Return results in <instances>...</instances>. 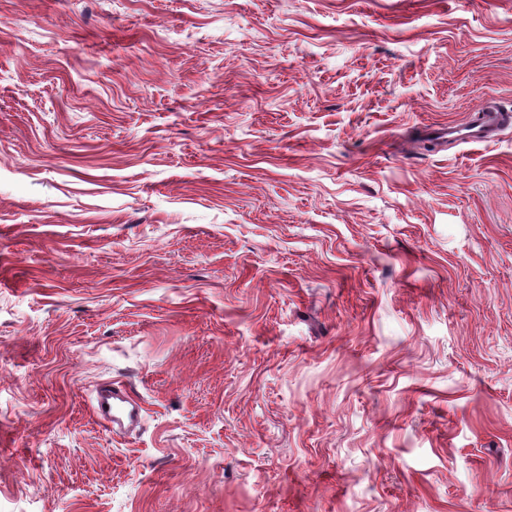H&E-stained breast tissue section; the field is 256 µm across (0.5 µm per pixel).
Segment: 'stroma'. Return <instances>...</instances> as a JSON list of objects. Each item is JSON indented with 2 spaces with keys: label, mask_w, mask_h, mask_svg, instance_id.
<instances>
[{
  "label": "stroma",
  "mask_w": 512,
  "mask_h": 512,
  "mask_svg": "<svg viewBox=\"0 0 512 512\" xmlns=\"http://www.w3.org/2000/svg\"><path fill=\"white\" fill-rule=\"evenodd\" d=\"M488 103L512 0H0V512H512ZM511 111H504L494 105H484L475 111L476 118L465 133L456 126L438 128L435 132L440 138L449 140L463 139L465 143H487L492 140L497 131L512 120ZM140 404L128 395L122 386H102L92 404V412L105 426L116 423L119 417L115 413H125L130 421H135L140 414Z\"/></svg>",
  "instance_id": "obj_1"
}]
</instances>
